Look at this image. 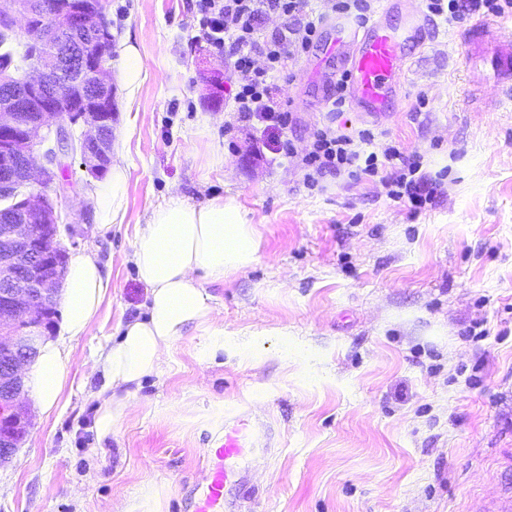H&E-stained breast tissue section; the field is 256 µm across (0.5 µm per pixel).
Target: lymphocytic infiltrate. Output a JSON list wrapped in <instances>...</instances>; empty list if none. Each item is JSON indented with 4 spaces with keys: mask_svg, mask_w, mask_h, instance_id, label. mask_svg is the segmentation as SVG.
<instances>
[{
    "mask_svg": "<svg viewBox=\"0 0 512 512\" xmlns=\"http://www.w3.org/2000/svg\"><path fill=\"white\" fill-rule=\"evenodd\" d=\"M429 13L460 21L483 14L498 15L500 0H426ZM308 0H196L197 23L202 39L215 49H228L234 68L242 80L234 94L238 112L264 124L267 131L287 129L292 114L273 92L271 74L288 62L309 54L320 36V18L307 15ZM284 17L283 26L264 35L269 14ZM374 138L370 130L350 135L325 128L318 130L301 163L309 185H317L326 172L354 170L356 177H373L380 162L393 164L388 183L390 194L407 200L412 209L423 208L435 193L433 182L421 174L419 163L398 148L385 147L382 153L360 155L357 145Z\"/></svg>",
    "mask_w": 512,
    "mask_h": 512,
    "instance_id": "lymphocytic-infiltrate-1",
    "label": "lymphocytic infiltrate"
}]
</instances>
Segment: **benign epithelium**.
Instances as JSON below:
<instances>
[{"instance_id":"7a95c632","label":"benign epithelium","mask_w":512,"mask_h":512,"mask_svg":"<svg viewBox=\"0 0 512 512\" xmlns=\"http://www.w3.org/2000/svg\"><path fill=\"white\" fill-rule=\"evenodd\" d=\"M40 21L25 78L0 62V198L11 199L0 222V466L10 464L31 421L24 404V371L34 364L46 334L55 331L58 289L67 250L57 242L50 200L27 195L29 184L48 186L78 155L88 175L100 178L111 162L116 120L112 83V34L102 0H8L0 7V31L30 33ZM87 35L92 51L66 37ZM82 124L79 138L61 122ZM53 141L38 157L34 145Z\"/></svg>"}]
</instances>
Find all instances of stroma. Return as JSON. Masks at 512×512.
<instances>
[{
    "instance_id": "stroma-1",
    "label": "stroma",
    "mask_w": 512,
    "mask_h": 512,
    "mask_svg": "<svg viewBox=\"0 0 512 512\" xmlns=\"http://www.w3.org/2000/svg\"><path fill=\"white\" fill-rule=\"evenodd\" d=\"M115 42L141 51L147 78L116 92L112 146L129 165L123 223L93 219L99 180L80 157L47 193L70 255L110 278L87 332L62 336L70 358L55 413L0 468V512H194L224 411L266 426L268 450L233 463L224 512H512V93L471 89L468 21L425 15L402 91L378 121L329 112L307 61L274 74L294 100L288 137L368 129L361 153L396 142L441 189L419 212L383 176L327 174L309 187L297 159L243 121L229 53L198 36L192 0H105ZM222 75L219 98L207 85ZM200 205L234 197L255 227L258 259L214 283V338L193 329L144 378L134 407L95 454L91 377L119 321L145 314L133 263L136 225L171 191Z\"/></svg>"
}]
</instances>
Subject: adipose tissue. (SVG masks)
Listing matches in <instances>:
<instances>
[{"label": "adipose tissue", "instance_id": "adipose-tissue-1", "mask_svg": "<svg viewBox=\"0 0 512 512\" xmlns=\"http://www.w3.org/2000/svg\"><path fill=\"white\" fill-rule=\"evenodd\" d=\"M128 180L125 158L117 156L95 197L94 220L100 227L123 222ZM257 253L255 228L232 197L193 205L175 192L152 208L146 223L137 225L133 262L147 290V310L119 323L115 339L92 367L101 379L97 396L102 407L93 425L97 440L112 435L128 415L142 379L159 369L165 352L187 330L216 335L215 301L196 282V272L220 282L251 266ZM108 288L109 278L95 257H73L62 285V332L84 335ZM69 363L57 340L43 342L29 373L43 414L58 407Z\"/></svg>", "mask_w": 512, "mask_h": 512}]
</instances>
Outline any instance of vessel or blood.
<instances>
[{"label": "vessel or blood", "mask_w": 512, "mask_h": 512, "mask_svg": "<svg viewBox=\"0 0 512 512\" xmlns=\"http://www.w3.org/2000/svg\"><path fill=\"white\" fill-rule=\"evenodd\" d=\"M400 6L401 0H387L384 12L367 21L336 15L322 26L332 75L347 78L352 111L381 118L402 87L400 71L408 51L426 40L427 28L417 12L405 14L401 28L387 24V12ZM464 42L471 84H479L481 75L486 74L512 90V39L479 22L467 29ZM260 435L245 414L231 411L225 415L224 442L215 451L217 463L197 498L195 512H224V463L258 442Z\"/></svg>", "instance_id": "obj_1"}]
</instances>
